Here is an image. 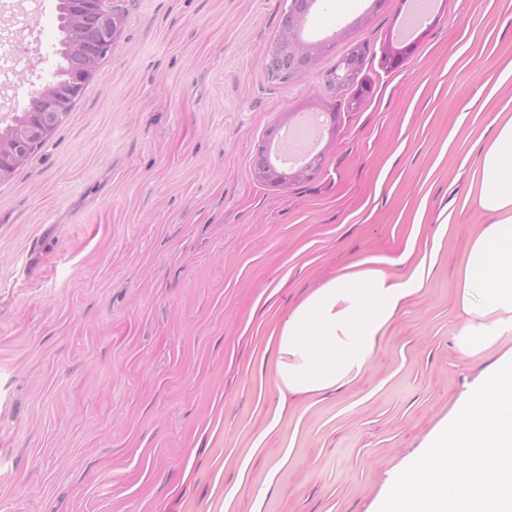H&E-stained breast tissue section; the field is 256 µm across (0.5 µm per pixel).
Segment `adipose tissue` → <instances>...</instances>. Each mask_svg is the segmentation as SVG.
<instances>
[{
    "label": "adipose tissue",
    "mask_w": 512,
    "mask_h": 512,
    "mask_svg": "<svg viewBox=\"0 0 512 512\" xmlns=\"http://www.w3.org/2000/svg\"><path fill=\"white\" fill-rule=\"evenodd\" d=\"M490 124L494 137L474 170L485 228L458 266L456 345L466 357L512 335V115L497 112ZM384 262L371 255L349 264L279 316L266 340L279 409L362 377L387 328L427 279L425 265L396 279Z\"/></svg>",
    "instance_id": "adipose-tissue-1"
}]
</instances>
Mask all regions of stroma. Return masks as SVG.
I'll list each match as a JSON object with an SVG mask.
<instances>
[{"instance_id": "35a3bbf8", "label": "stroma", "mask_w": 512, "mask_h": 512, "mask_svg": "<svg viewBox=\"0 0 512 512\" xmlns=\"http://www.w3.org/2000/svg\"><path fill=\"white\" fill-rule=\"evenodd\" d=\"M317 0L319 69L365 50L312 178L273 187L269 126L329 99L269 78L286 0H121L126 20L54 136L0 183V512H375L389 473L512 351L454 336L482 217L472 172L512 104V0ZM58 0H0V53L57 69ZM413 44L385 69L388 40ZM430 274L361 377L277 413L266 337L346 265Z\"/></svg>"}]
</instances>
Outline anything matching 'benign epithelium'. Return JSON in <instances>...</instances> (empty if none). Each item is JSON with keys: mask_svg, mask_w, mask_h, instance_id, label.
<instances>
[{"mask_svg": "<svg viewBox=\"0 0 512 512\" xmlns=\"http://www.w3.org/2000/svg\"><path fill=\"white\" fill-rule=\"evenodd\" d=\"M315 0H289L283 12L277 39L264 48V61L269 76L283 83L300 80L316 71L320 44H306L298 36L299 29ZM122 15L112 11L106 0H83L72 13L70 51L76 60L71 81L66 85L48 86L42 91L41 103L22 109L24 123L15 138L0 139V177L21 168L27 150L49 138L57 129L68 102L77 99L95 76L102 51L122 31ZM362 51L355 47L331 69L318 72L325 86L341 91L354 83L362 68ZM280 126L266 131V144L253 157L255 178L272 186L311 177L320 167L322 155H316L294 172L275 168L269 144L279 138Z\"/></svg>", "mask_w": 512, "mask_h": 512, "instance_id": "1", "label": "benign epithelium"}]
</instances>
